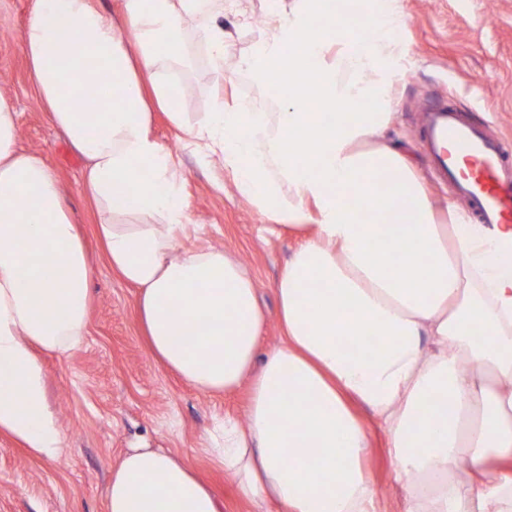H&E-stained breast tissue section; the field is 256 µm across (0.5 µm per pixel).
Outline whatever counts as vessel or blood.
<instances>
[{
    "label": "vessel or blood",
    "instance_id": "obj_1",
    "mask_svg": "<svg viewBox=\"0 0 512 512\" xmlns=\"http://www.w3.org/2000/svg\"><path fill=\"white\" fill-rule=\"evenodd\" d=\"M426 145L455 187L467 222L512 227V156L501 138L464 121L448 106L424 114Z\"/></svg>",
    "mask_w": 512,
    "mask_h": 512
}]
</instances>
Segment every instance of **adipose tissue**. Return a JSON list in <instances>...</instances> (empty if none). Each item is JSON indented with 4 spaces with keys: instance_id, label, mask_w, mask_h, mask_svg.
Segmentation results:
<instances>
[{
    "instance_id": "ef3b65f1",
    "label": "adipose tissue",
    "mask_w": 512,
    "mask_h": 512,
    "mask_svg": "<svg viewBox=\"0 0 512 512\" xmlns=\"http://www.w3.org/2000/svg\"><path fill=\"white\" fill-rule=\"evenodd\" d=\"M31 2L22 39L33 92L85 161L84 187L103 215L96 235L112 271L139 290L149 351L207 394L250 384L246 423L227 419L207 436L240 496L258 512H375L361 404L382 423L395 479L409 484L407 512H512V228L492 236L437 210L382 139L400 77L399 0L364 9L363 29L341 37L315 27L322 0H292L244 60L257 81L279 76L330 118L292 99L278 112L219 102L192 121L178 79L158 70L182 58V19L207 0H122L119 24L93 0ZM87 95L90 112L77 105ZM154 105L219 151L263 215L312 230L275 282L283 339L267 352L265 314L239 261L179 246L188 204L152 135ZM17 118L0 95V432L54 459L61 438L38 354L85 336L91 269L56 172L17 147ZM134 211L150 223H122ZM368 330L380 338L370 355L358 347ZM463 461L464 484L454 476ZM107 512L218 505L176 456L134 448L112 469Z\"/></svg>"
}]
</instances>
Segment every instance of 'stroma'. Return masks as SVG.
Instances as JSON below:
<instances>
[{
	"instance_id": "35a3bbf8",
	"label": "stroma",
	"mask_w": 512,
	"mask_h": 512,
	"mask_svg": "<svg viewBox=\"0 0 512 512\" xmlns=\"http://www.w3.org/2000/svg\"><path fill=\"white\" fill-rule=\"evenodd\" d=\"M266 5L267 0H219L206 16L184 19L190 60L179 69L182 111H211L220 98L234 104L244 89L254 99L268 97V88L241 69L257 41L244 31L243 20L265 16ZM401 5L406 23L395 40L402 75L394 87V118L386 138L398 144L443 208L455 198L424 151L423 112L432 100L445 99L512 146V0H401ZM29 9L30 0H0V94L19 114L18 148L42 156L59 174L89 252L92 304L82 345L42 356L63 451L53 460L38 458L0 434V512H107L110 472L132 448L176 455L212 486L222 512H256L206 452V436L217 420L246 421L248 389L203 394L148 352L137 320V293L112 272L95 236L99 214L84 191V162L32 91L21 46ZM206 28L225 34L222 65H213L204 52L200 34ZM152 130L173 156L188 203L190 228L181 247L221 248L241 262L267 315L261 346L277 345L283 333L274 283L301 233L271 227L240 194L232 171L165 112L154 111ZM365 422L372 433L365 467L376 512H405L409 488L394 479L386 435L373 416Z\"/></svg>"
}]
</instances>
